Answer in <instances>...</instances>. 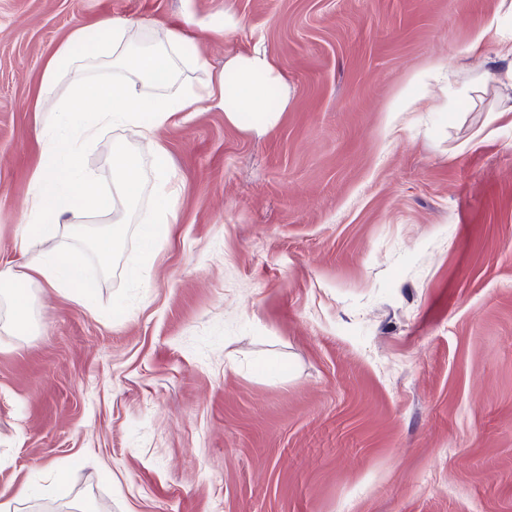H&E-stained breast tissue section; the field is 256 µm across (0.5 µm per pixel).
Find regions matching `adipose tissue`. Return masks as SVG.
<instances>
[{
	"label": "adipose tissue",
	"instance_id": "adipose-tissue-1",
	"mask_svg": "<svg viewBox=\"0 0 512 512\" xmlns=\"http://www.w3.org/2000/svg\"><path fill=\"white\" fill-rule=\"evenodd\" d=\"M150 26L147 20L104 16L93 26L73 31L47 62L44 86H51L58 75L67 73L72 77L74 94L61 107L54 126L35 129L37 138L48 142L50 150L31 177L28 221L17 241L20 251H27L35 237L51 233L54 223L64 222L73 213L74 203L87 209L105 206L108 196L79 163L81 144L94 136L99 125H138L143 139L152 144L158 170L155 208L140 227L143 247L151 253L168 237L175 221L168 153L155 139L157 129L180 113L200 112L210 103L223 108L229 124L244 130L255 126L265 131L273 129L286 111L287 101H280L275 108L268 105L271 88L287 89L288 82L274 58L261 48L231 55L224 62L223 72L203 86L185 87L170 94L149 92L159 72H171L173 58L199 68L205 65L195 40L179 27L164 28L159 47H134L133 32ZM83 45L111 57L113 65L127 71V79L90 80L87 65L75 53L76 47ZM83 267L82 252L65 247L49 251L36 262L1 266L0 300L15 314L25 315L28 298L24 288L44 283L67 289L76 303L88 304Z\"/></svg>",
	"mask_w": 512,
	"mask_h": 512
}]
</instances>
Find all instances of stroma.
<instances>
[{"label": "stroma", "instance_id": "35a3bbf8", "mask_svg": "<svg viewBox=\"0 0 512 512\" xmlns=\"http://www.w3.org/2000/svg\"><path fill=\"white\" fill-rule=\"evenodd\" d=\"M238 21L219 35L225 13ZM179 25L206 62L261 45L288 78L271 131L213 107L161 128L177 222L138 226L157 166L133 124L81 154L133 206L77 210L89 306L31 287L0 329V495L10 512H512V40L503 0H0V263L70 76L78 28ZM481 52H471L479 32ZM417 102L400 112L399 96ZM123 233L109 265L93 240ZM117 170V179L113 183L112 201L114 196L121 203H128L137 198L140 186V169L134 156L119 152L114 164Z\"/></svg>", "mask_w": 512, "mask_h": 512}]
</instances>
